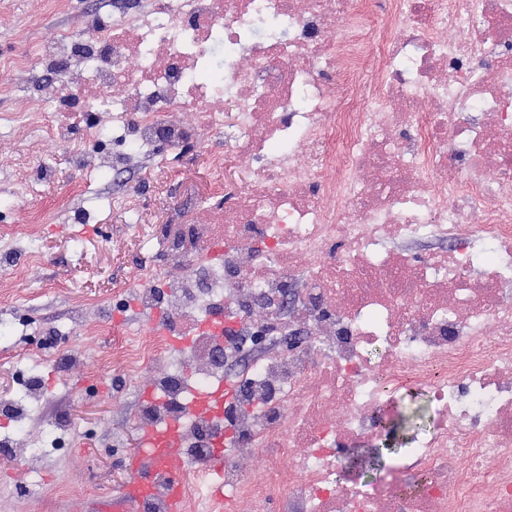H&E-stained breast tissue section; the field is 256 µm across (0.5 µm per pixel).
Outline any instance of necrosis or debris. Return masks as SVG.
Returning <instances> with one entry per match:
<instances>
[{"instance_id": "4bbe7bcc", "label": "necrosis or debris", "mask_w": 512, "mask_h": 512, "mask_svg": "<svg viewBox=\"0 0 512 512\" xmlns=\"http://www.w3.org/2000/svg\"><path fill=\"white\" fill-rule=\"evenodd\" d=\"M238 47L202 75L213 37ZM41 101L82 138L138 151L205 136L252 180L168 225L136 286L161 332L121 345L129 386L160 360L143 422H181L199 500L218 424L191 413L237 370L222 512H512V0H147L108 30H56ZM431 237L451 256L416 258ZM191 275L169 291L174 270ZM223 311L226 334L171 339ZM439 415L388 476H337L398 394Z\"/></svg>"}]
</instances>
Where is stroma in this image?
I'll use <instances>...</instances> for the list:
<instances>
[{
  "label": "stroma",
  "mask_w": 512,
  "mask_h": 512,
  "mask_svg": "<svg viewBox=\"0 0 512 512\" xmlns=\"http://www.w3.org/2000/svg\"><path fill=\"white\" fill-rule=\"evenodd\" d=\"M137 3L0 0V58L35 50L56 29L109 24L118 6ZM205 153L190 141L158 147L117 176L84 173L67 149L43 150L37 128L0 123V225L31 223L26 238H0V259L25 267L0 273V302H14L46 338L70 331L89 352L68 367L25 350L18 333L0 335V401L26 405L20 419L0 412V512H112L118 490L145 483L138 411L163 367L144 371L136 390H126L112 337L142 326L134 281L159 251L140 226L162 227L175 209L220 196L225 181H246L249 162L217 172ZM35 281L41 293L32 292ZM21 372L36 377V402H25ZM52 425L71 430L67 456L40 444ZM35 447L41 459L32 467L26 455Z\"/></svg>",
  "instance_id": "obj_1"
}]
</instances>
